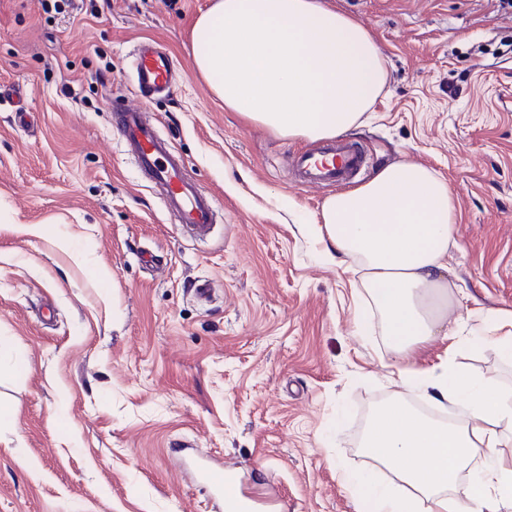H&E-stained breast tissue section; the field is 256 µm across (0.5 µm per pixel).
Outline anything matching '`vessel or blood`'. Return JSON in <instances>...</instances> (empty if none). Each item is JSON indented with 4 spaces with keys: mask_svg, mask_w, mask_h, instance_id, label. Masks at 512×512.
<instances>
[{
    "mask_svg": "<svg viewBox=\"0 0 512 512\" xmlns=\"http://www.w3.org/2000/svg\"><path fill=\"white\" fill-rule=\"evenodd\" d=\"M129 66L139 100L134 104L110 102L112 131L124 152L135 160L143 179L163 196L174 222L194 236H207L217 219L215 196L189 178L182 156L174 152L159 128L145 119L147 101L170 95L175 86L174 59L154 39L144 38L135 44ZM367 165L358 142L338 139L317 151L297 153L294 169L302 182L323 188L355 182ZM174 456L182 470L192 472L219 512H256L258 498L244 495L230 500L225 496L229 487L241 482L236 467L199 458L182 443Z\"/></svg>",
    "mask_w": 512,
    "mask_h": 512,
    "instance_id": "b4317fda",
    "label": "vessel or blood"
}]
</instances>
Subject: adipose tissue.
<instances>
[{"instance_id": "obj_1", "label": "adipose tissue", "mask_w": 512, "mask_h": 512, "mask_svg": "<svg viewBox=\"0 0 512 512\" xmlns=\"http://www.w3.org/2000/svg\"><path fill=\"white\" fill-rule=\"evenodd\" d=\"M191 50L226 109L281 138L315 142L357 128L386 82L372 36L326 0H211ZM456 222L449 183L403 161L326 198L307 228L327 262L357 273L353 287L379 314L394 353L437 340L447 351L428 368L392 365L395 391L373 414L362 447L397 483L341 473L359 512H512V387L475 376L454 356L448 251ZM413 391L464 421L420 414L406 399ZM479 459L483 470L457 496L460 473Z\"/></svg>"}]
</instances>
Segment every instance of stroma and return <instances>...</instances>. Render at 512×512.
<instances>
[{
	"label": "stroma",
	"instance_id": "35a3bbf8",
	"mask_svg": "<svg viewBox=\"0 0 512 512\" xmlns=\"http://www.w3.org/2000/svg\"><path fill=\"white\" fill-rule=\"evenodd\" d=\"M209 0H84L44 13L0 0V512H213L174 464L203 454L274 484L284 512H358L346 470L384 478L359 440L394 391L396 360L351 274L306 228L330 187L278 138L226 110L198 75L191 31ZM373 36L386 84L350 132L364 179L407 159L456 204L448 259L456 359L512 385L476 311L512 309V8L499 0H328ZM179 70L147 114L220 204L187 236L112 134L108 99H134L135 41ZM208 285V300L196 295Z\"/></svg>",
	"mask_w": 512,
	"mask_h": 512
}]
</instances>
